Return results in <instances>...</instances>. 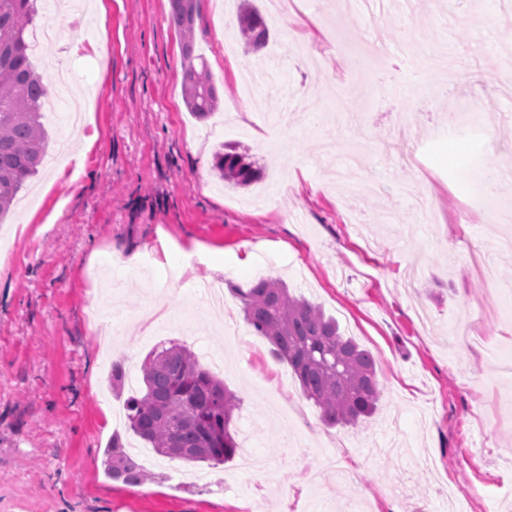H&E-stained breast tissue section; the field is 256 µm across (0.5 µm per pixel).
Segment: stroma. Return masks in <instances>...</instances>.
Listing matches in <instances>:
<instances>
[{
	"label": "stroma",
	"instance_id": "stroma-1",
	"mask_svg": "<svg viewBox=\"0 0 512 512\" xmlns=\"http://www.w3.org/2000/svg\"><path fill=\"white\" fill-rule=\"evenodd\" d=\"M88 2L79 14L37 0L36 24L53 16L65 37L31 60L47 86L66 78L88 120L43 117L48 155L68 161L41 166L23 190L29 206L0 218L11 246L0 263V512H257L261 495L268 512H390L397 501L452 512L448 489L463 476L464 512H512V377L461 336L476 324L512 358V259L495 251L512 224L481 210L465 228L451 222L485 196L486 172L512 203V62L500 50L512 9L360 4L340 49L322 37L336 0H299L290 28L270 23L253 55L226 0H200L195 52L220 99L201 120L184 104L170 0ZM403 41L421 48L420 68L392 95L380 78ZM462 107L495 120L445 134ZM401 124L409 136L395 153L416 148L442 179L423 185V209L404 194L417 170L377 152ZM223 144L261 179L225 187L212 168ZM475 252L498 287L476 273ZM133 253L138 265L124 268ZM184 261L181 286L171 272ZM259 277L287 282L373 355L383 396L372 419L323 423L243 319L233 289ZM218 279L229 286L220 317L203 296ZM172 341L221 361L217 376L241 400L237 451L214 467L160 456L150 482L113 480V434L129 450L141 440L112 411L141 392L146 355Z\"/></svg>",
	"mask_w": 512,
	"mask_h": 512
}]
</instances>
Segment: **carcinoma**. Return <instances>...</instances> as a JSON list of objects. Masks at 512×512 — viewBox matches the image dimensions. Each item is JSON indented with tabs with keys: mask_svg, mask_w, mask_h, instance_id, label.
Returning a JSON list of instances; mask_svg holds the SVG:
<instances>
[{
	"mask_svg": "<svg viewBox=\"0 0 512 512\" xmlns=\"http://www.w3.org/2000/svg\"><path fill=\"white\" fill-rule=\"evenodd\" d=\"M197 2L171 0V20L182 39L186 107L205 119L216 111L219 95L206 60L194 54ZM37 14L36 0H0V217L37 172L46 148L41 109L48 87L31 62L26 40ZM240 28L246 44L265 45L268 30L256 11L240 16ZM215 170L235 187L259 178L253 162L226 145L216 153ZM234 292L246 324L268 340L274 357L288 363L303 396L320 409L326 425L355 426L375 414L381 399L375 359L340 333L336 319L275 279H259ZM142 372L145 389L125 405L135 434L170 459L217 466L234 456L232 423L239 398L195 353L174 342L158 346L146 357ZM105 456V471L112 478L143 484L145 470L124 451L120 435L112 436Z\"/></svg>",
	"mask_w": 512,
	"mask_h": 512,
	"instance_id": "1",
	"label": "carcinoma"
}]
</instances>
